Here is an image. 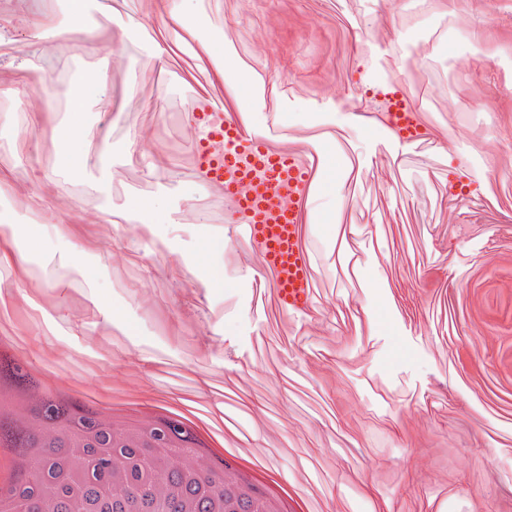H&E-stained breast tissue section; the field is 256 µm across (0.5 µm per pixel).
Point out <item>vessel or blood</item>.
Instances as JSON below:
<instances>
[{
    "instance_id": "vessel-or-blood-1",
    "label": "vessel or blood",
    "mask_w": 512,
    "mask_h": 512,
    "mask_svg": "<svg viewBox=\"0 0 512 512\" xmlns=\"http://www.w3.org/2000/svg\"><path fill=\"white\" fill-rule=\"evenodd\" d=\"M394 139L405 145L420 142L412 117L407 112L389 113L384 121ZM224 169L235 170L241 157L251 158L254 166L268 177L287 182L289 194L281 210L287 230L286 241L270 239L267 227L254 213L253 201L241 196L236 184L222 179L223 171L205 169L206 181L223 182L224 199L232 210L242 213L248 230V243L259 263L270 276L272 286L291 310L302 308L311 295V280L305 250L301 244L300 215L307 200L308 175L302 164L288 152L271 148L267 137L246 133L232 117L224 119Z\"/></svg>"
}]
</instances>
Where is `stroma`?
I'll use <instances>...</instances> for the list:
<instances>
[{"instance_id":"stroma-1","label":"stroma","mask_w":512,"mask_h":512,"mask_svg":"<svg viewBox=\"0 0 512 512\" xmlns=\"http://www.w3.org/2000/svg\"><path fill=\"white\" fill-rule=\"evenodd\" d=\"M506 6L83 0L77 19L60 0H0V225L20 235L0 260V331L32 365L15 380L182 418L308 512H512V416L488 391L503 338L476 289L512 291ZM104 44L109 78L91 88ZM71 68L80 80L55 88ZM395 81L423 144L367 115L368 90ZM178 97L315 153L305 308L283 310L223 188L197 179Z\"/></svg>"}]
</instances>
